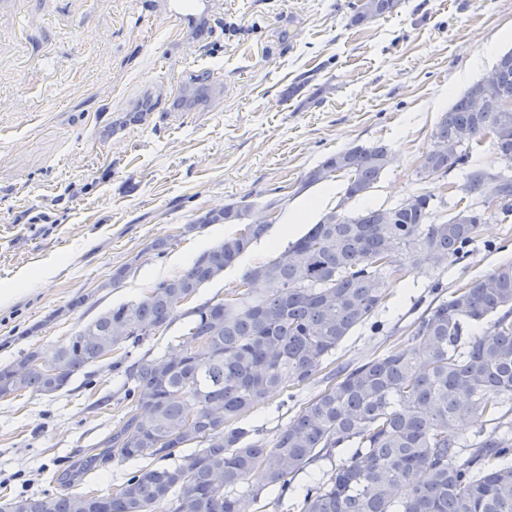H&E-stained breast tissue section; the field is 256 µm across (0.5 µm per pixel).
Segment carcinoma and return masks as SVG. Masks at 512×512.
I'll use <instances>...</instances> for the list:
<instances>
[{
	"label": "carcinoma",
	"instance_id": "1",
	"mask_svg": "<svg viewBox=\"0 0 512 512\" xmlns=\"http://www.w3.org/2000/svg\"><path fill=\"white\" fill-rule=\"evenodd\" d=\"M400 0H357L352 22L393 13ZM494 68L490 97L512 102V50ZM468 87L442 113L426 155L442 178L465 172L463 191L480 193L493 172L467 170L472 152L490 139L497 159L512 167V111L471 108ZM468 130L473 140L461 143ZM386 145L354 144L327 157L304 186L347 178L341 203L296 241L247 270L235 297L190 311L189 344L169 359L146 353L124 366L125 417L59 479L49 496L14 497L12 512H78L75 483L114 459L168 460L144 467L111 493H87L84 512H253L262 493L281 502L291 480L310 464L350 450L330 479L307 487L302 512H512V263H505L431 303L407 341L382 356L348 365L339 380L311 399L268 444L240 421L269 394L309 380L353 330L366 323L409 265L439 269L461 259L479 224L432 217L431 196L408 207L346 206L367 193L388 167ZM252 203L224 205L215 224L239 233L204 250L180 273L156 282L139 301L111 307L83 324L49 363L31 351L0 369V398L50 394L84 368L101 365L126 342L169 325L183 300L224 273L271 224L245 219ZM499 211L512 214V178L502 179ZM391 257L393 266L377 265ZM194 407L192 427L182 430ZM485 426L466 438L461 431Z\"/></svg>",
	"mask_w": 512,
	"mask_h": 512
}]
</instances>
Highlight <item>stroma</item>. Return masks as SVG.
<instances>
[{"mask_svg": "<svg viewBox=\"0 0 512 512\" xmlns=\"http://www.w3.org/2000/svg\"><path fill=\"white\" fill-rule=\"evenodd\" d=\"M352 14L351 0H224L223 13L173 35L159 0H12L0 11V368L34 350L50 359L84 323L236 233L184 234L210 210L273 204L278 235L313 193L305 174L351 145L386 144L392 161L350 211L430 193L442 221L473 203L461 173L425 182L416 170L453 98L512 49V0H401L360 25ZM159 239L161 257L149 249ZM272 253L261 240L191 304L230 297ZM508 261L512 216L496 214L448 268L412 266L316 376L268 397L249 425L274 442L341 366L404 343L435 296ZM177 313L132 357L183 349L186 308ZM121 383L95 365L58 392L0 399V503L55 493L125 415Z\"/></svg>", "mask_w": 512, "mask_h": 512, "instance_id": "obj_1", "label": "stroma"}]
</instances>
